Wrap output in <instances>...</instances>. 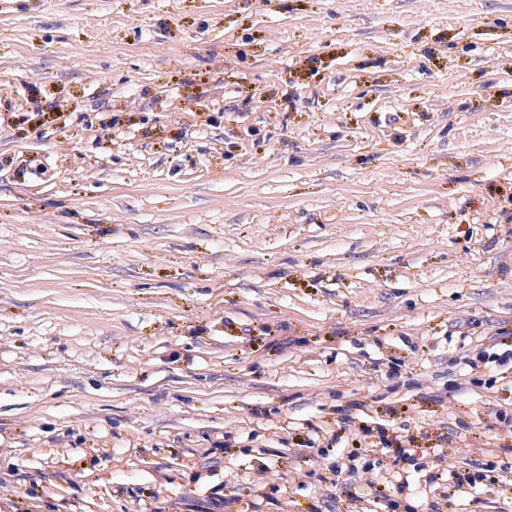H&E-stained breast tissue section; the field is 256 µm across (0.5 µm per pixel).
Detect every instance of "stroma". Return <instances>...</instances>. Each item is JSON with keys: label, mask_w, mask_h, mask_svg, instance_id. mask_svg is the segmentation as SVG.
Listing matches in <instances>:
<instances>
[{"label": "stroma", "mask_w": 512, "mask_h": 512, "mask_svg": "<svg viewBox=\"0 0 512 512\" xmlns=\"http://www.w3.org/2000/svg\"><path fill=\"white\" fill-rule=\"evenodd\" d=\"M511 343L512 0H0V512H512Z\"/></svg>", "instance_id": "obj_1"}]
</instances>
